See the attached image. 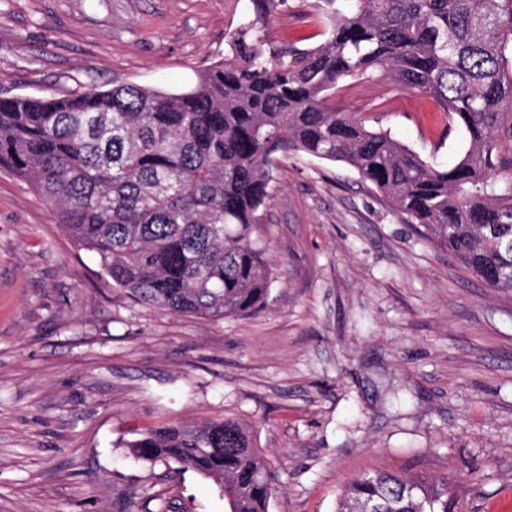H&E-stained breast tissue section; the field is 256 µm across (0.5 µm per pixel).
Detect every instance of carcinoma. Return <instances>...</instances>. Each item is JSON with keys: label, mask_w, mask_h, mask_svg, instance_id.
<instances>
[{"label": "carcinoma", "mask_w": 512, "mask_h": 512, "mask_svg": "<svg viewBox=\"0 0 512 512\" xmlns=\"http://www.w3.org/2000/svg\"><path fill=\"white\" fill-rule=\"evenodd\" d=\"M224 60L197 86L166 94L132 84L64 98L0 97V169L51 207L113 285L139 300L211 319L267 302L266 248L252 238L272 199L271 156L344 162L407 221L493 288L512 261V0H318L329 36L275 47L264 29L288 0H250ZM379 75L438 106L464 147L443 168L384 129L329 104L339 81ZM219 480L229 512H269L263 452L241 422L166 423L126 444ZM443 475L377 470L345 488L337 512H463Z\"/></svg>", "instance_id": "carcinoma-1"}]
</instances>
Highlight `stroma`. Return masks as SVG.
<instances>
[{
    "mask_svg": "<svg viewBox=\"0 0 512 512\" xmlns=\"http://www.w3.org/2000/svg\"><path fill=\"white\" fill-rule=\"evenodd\" d=\"M245 0H0V97L116 83L180 93L224 57ZM314 0L272 17L314 47ZM334 102L452 165L461 137L394 83L346 79ZM253 237L267 305L186 316L117 288L52 209L0 172V512H228L213 479L129 456L149 428L231 417L276 488L269 512H336L385 469L447 475L467 512H512V291L405 223L351 166L277 155Z\"/></svg>",
    "mask_w": 512,
    "mask_h": 512,
    "instance_id": "stroma-1",
    "label": "stroma"
}]
</instances>
